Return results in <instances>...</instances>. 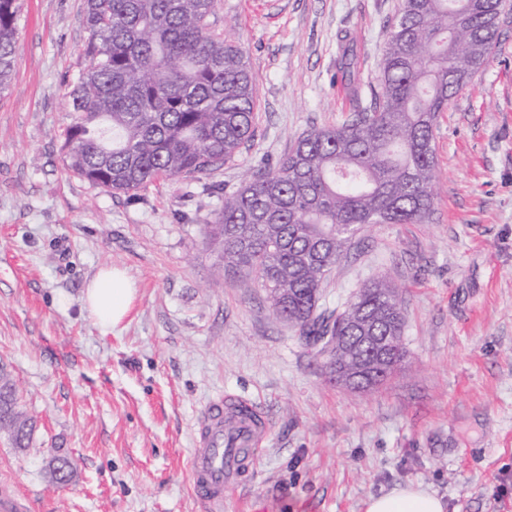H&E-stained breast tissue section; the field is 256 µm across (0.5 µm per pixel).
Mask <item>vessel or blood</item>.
I'll use <instances>...</instances> for the list:
<instances>
[{"label":"vessel or blood","instance_id":"obj_1","mask_svg":"<svg viewBox=\"0 0 512 512\" xmlns=\"http://www.w3.org/2000/svg\"><path fill=\"white\" fill-rule=\"evenodd\" d=\"M267 436L261 412L230 394L210 398L195 421L190 474L196 498L224 512V492L251 475V462Z\"/></svg>","mask_w":512,"mask_h":512}]
</instances>
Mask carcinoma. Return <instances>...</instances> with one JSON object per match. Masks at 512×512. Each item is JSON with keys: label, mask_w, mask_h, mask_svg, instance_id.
Listing matches in <instances>:
<instances>
[{"label": "carcinoma", "mask_w": 512, "mask_h": 512, "mask_svg": "<svg viewBox=\"0 0 512 512\" xmlns=\"http://www.w3.org/2000/svg\"><path fill=\"white\" fill-rule=\"evenodd\" d=\"M221 0H83L86 66L69 84L68 168L114 194L162 177L206 176L255 136V85L245 50L216 27ZM502 0H403L389 27L378 88L336 127L313 128L279 161L224 193L206 244L220 275L260 288L279 321L320 352L348 337L337 370L383 386L407 357L397 287L367 284L341 312L319 310L326 275L373 224H424L435 204L438 114L490 59ZM20 0H0V94L12 84ZM354 51L337 73L354 81ZM388 337L396 360L379 375L357 321ZM28 418L0 374V430L25 447ZM56 481L72 477L54 458Z\"/></svg>", "instance_id": "obj_1"}]
</instances>
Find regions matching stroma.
<instances>
[{
  "label": "stroma",
  "mask_w": 512,
  "mask_h": 512,
  "mask_svg": "<svg viewBox=\"0 0 512 512\" xmlns=\"http://www.w3.org/2000/svg\"><path fill=\"white\" fill-rule=\"evenodd\" d=\"M82 3L22 0L0 97V368L32 424L22 449L0 433V484L31 512H205L191 492L194 424L224 393L268 422L224 512H362L406 483L448 512H512V0L489 62L438 116L432 219L367 228L322 285L319 305L335 312L379 278L402 293L409 362L365 392L331 382L261 289L214 286L203 228L222 199L202 186H238L255 162L349 116L341 35L369 98L400 0H221L255 80L253 141L207 176L121 195L64 162ZM107 265L137 293L105 334L83 298ZM57 454L74 465L64 485Z\"/></svg>",
  "instance_id": "obj_1"
}]
</instances>
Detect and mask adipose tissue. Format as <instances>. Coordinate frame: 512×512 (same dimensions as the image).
<instances>
[{
	"label": "adipose tissue",
	"instance_id": "ef3b65f1",
	"mask_svg": "<svg viewBox=\"0 0 512 512\" xmlns=\"http://www.w3.org/2000/svg\"><path fill=\"white\" fill-rule=\"evenodd\" d=\"M136 287L125 272L111 267L100 271L89 282L85 307L103 332H111L128 315L135 299ZM364 512H446V503L420 485H398L389 491L370 496Z\"/></svg>",
	"mask_w": 512,
	"mask_h": 512
}]
</instances>
